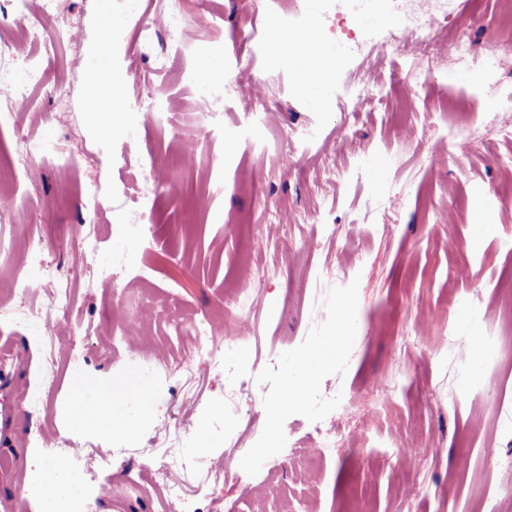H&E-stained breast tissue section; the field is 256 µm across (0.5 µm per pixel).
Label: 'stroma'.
I'll list each match as a JSON object with an SVG mask.
<instances>
[{
	"instance_id": "1",
	"label": "stroma",
	"mask_w": 512,
	"mask_h": 512,
	"mask_svg": "<svg viewBox=\"0 0 512 512\" xmlns=\"http://www.w3.org/2000/svg\"><path fill=\"white\" fill-rule=\"evenodd\" d=\"M127 13L119 0H60V22L78 32L80 55L54 53L28 41L14 18L0 17V45L41 61L45 81L13 105L0 128V156L10 157L14 132L35 144L53 139L47 155L0 166V196L25 198L22 214L0 220V311L31 313L37 301L17 291L33 242L46 260L69 266L55 244L80 231L79 201L94 185L101 224L96 261L127 258L123 282H100L76 271V306L62 327L52 382L41 364L46 347L33 333L0 330V512H46L25 490L56 487L62 512H512V344L500 313V289L512 279V112L496 99L483 110L449 116L460 100L450 73L466 76L478 95L486 80L485 50L496 46V81L512 83V31L499 24V0H453L454 18L441 34L448 46L470 40L464 59L448 56L433 81L406 97L407 68L389 47L398 18L365 4L358 26L378 43L373 57L345 54L336 41V0H141ZM176 12L185 21L159 27L139 44L142 17ZM314 29L330 55L335 83L316 91L295 81V64L265 41L267 31ZM133 75L119 97L120 128L84 110L93 74L104 64ZM364 74L368 91L352 81ZM261 78L272 92L256 111L247 83ZM64 99L49 97L53 86ZM159 112L204 109L209 138L189 166L176 172L184 195L157 186L149 205H125L136 180L181 152L183 131L145 123L137 100ZM55 114L56 127L45 123ZM138 147H131V140ZM465 141L466 153L456 151ZM382 161L375 176L371 161ZM343 175L326 181V167ZM208 193L197 207L196 194ZM394 212H384L388 199ZM485 230L475 233L473 216ZM352 227L348 242L324 231ZM276 268L263 288L257 272ZM342 269L337 280L326 268ZM351 317L342 321L341 305ZM182 308L207 330L255 318L241 337L229 372L197 376L193 403L180 396L166 363L202 359L194 340L176 335L164 313ZM139 315V332L121 336L122 314ZM417 330L414 346L401 338ZM331 354L314 365L299 402L284 398L301 362L315 350ZM145 358L126 363L129 348ZM467 358H458V351ZM134 372L150 413L132 435L77 428L69 380L103 381ZM496 373L499 394L483 375ZM387 377L390 396L372 383ZM242 379L262 390L259 413L224 404V389ZM39 415L28 416L33 398ZM345 419L335 449L311 441L319 422ZM180 419L182 452L194 481L186 502L171 506L140 449L158 441L167 415ZM244 435L242 448L228 442ZM53 441L58 463L36 462L35 441ZM79 444L80 458L67 449ZM407 450L408 460L397 459ZM237 465L225 474L224 459ZM112 459L111 468L82 470L78 459ZM422 482L423 494L402 498Z\"/></svg>"
}]
</instances>
